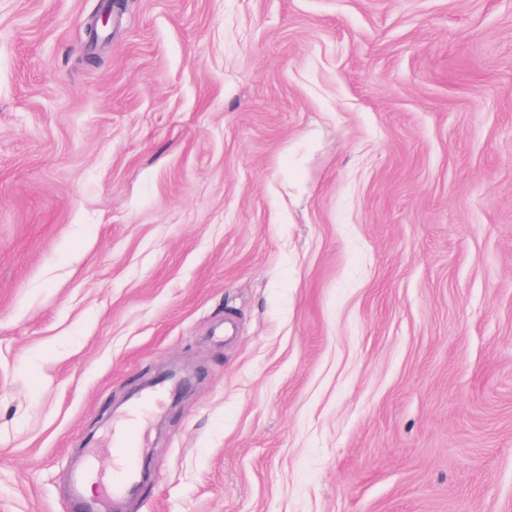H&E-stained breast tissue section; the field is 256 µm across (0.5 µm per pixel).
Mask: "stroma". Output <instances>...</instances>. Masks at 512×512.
<instances>
[{
    "instance_id": "obj_1",
    "label": "stroma",
    "mask_w": 512,
    "mask_h": 512,
    "mask_svg": "<svg viewBox=\"0 0 512 512\" xmlns=\"http://www.w3.org/2000/svg\"><path fill=\"white\" fill-rule=\"evenodd\" d=\"M0 0V512H512V0ZM106 2L101 10L92 18L87 30L91 39L97 38L98 28H106L125 8V0H103ZM144 448L139 441V431L135 422H130L119 437H112V482L105 487L112 498L122 496L128 484L136 476Z\"/></svg>"
}]
</instances>
